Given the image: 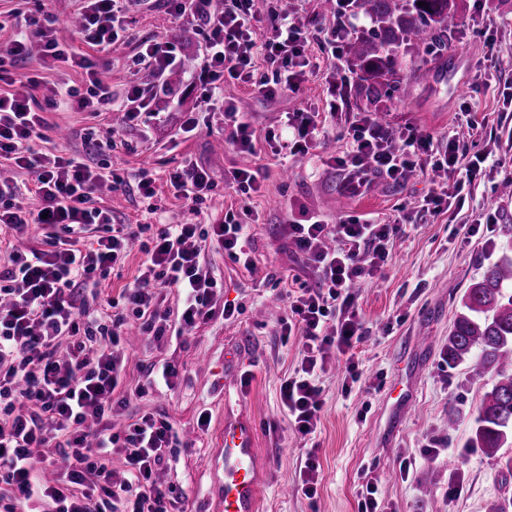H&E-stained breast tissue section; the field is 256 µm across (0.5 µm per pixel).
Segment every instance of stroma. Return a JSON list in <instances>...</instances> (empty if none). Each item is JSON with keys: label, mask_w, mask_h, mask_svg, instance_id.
<instances>
[{"label": "stroma", "mask_w": 512, "mask_h": 512, "mask_svg": "<svg viewBox=\"0 0 512 512\" xmlns=\"http://www.w3.org/2000/svg\"><path fill=\"white\" fill-rule=\"evenodd\" d=\"M290 17L308 32L312 61L296 91L268 98L257 83H274L276 65L255 55L253 79H225V103L248 113L254 148L228 144L231 127L220 112H200L193 136L180 131L185 112L197 110L202 89L194 80L204 59L207 29L202 21L177 18L164 0H137L126 17L129 37L103 54L80 38L73 20L76 0H50L57 37L95 61H108L105 77L123 96L130 70L155 93L160 122L123 125L117 113L51 112L43 141L45 153L84 152L87 128L115 147L87 154L92 166L110 164L119 175L145 168L157 179V194L144 199L135 189L101 188L97 206L111 209L118 224H160L185 220L183 199L165 185L167 173L192 161L215 181L200 206L199 223L231 219L251 226L253 268L230 259L205 241L200 260L218 281L210 318L182 336L161 341L130 332L127 338L126 405L114 408L112 425L122 428L140 406L171 422L183 445L172 449L158 472L173 486L183 512H216L222 495L219 474L210 460L221 451L224 422L245 416L257 430L261 493L258 512H358L357 491L365 477L376 478L379 498L392 512H493L512 497V474L505 463L512 447L497 456L469 445L474 416L496 382L489 374L475 379L465 365H449L448 334L466 289L479 280L512 238L501 225L512 224V197L501 191L512 180V0H460L456 27L446 44L403 52L402 83L382 99L376 113L384 127L411 125L441 138L456 135L461 164L475 155L488 160L460 197L434 213L425 199L447 183L444 171L415 174L394 183L377 179L353 193L340 187L342 174L329 162L349 146L356 115L364 109L356 96L357 76L349 52L331 54L327 33L336 17L323 14L321 0H291ZM163 37L176 47L182 63L175 94L161 90L150 69H135L138 41ZM465 50L454 61L456 50ZM319 113L328 134L305 155L280 152L289 113ZM239 169L257 174L258 191H236ZM324 215L328 223L371 220L379 224L404 218L393 233L381 273L365 277L355 293L371 334L353 349L355 376L345 358L330 354L318 379L322 406L313 439L301 438L280 400L284 377L302 358L298 337L282 338L288 295L300 286L317 287L312 267L282 235L286 219L304 221ZM474 228L465 236L462 227ZM234 307L225 317V307ZM168 361L178 370L172 387L150 383V365ZM149 391L140 403L139 388ZM456 426H449V413ZM314 455L317 493L299 488V470Z\"/></svg>", "instance_id": "stroma-1"}]
</instances>
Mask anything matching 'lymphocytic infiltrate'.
Segmentation results:
<instances>
[{"mask_svg": "<svg viewBox=\"0 0 512 512\" xmlns=\"http://www.w3.org/2000/svg\"><path fill=\"white\" fill-rule=\"evenodd\" d=\"M131 0H81L78 12L82 41L106 51L124 31L123 15ZM205 0H166L179 17L200 18L208 29L200 80L202 111L222 112L233 127L231 145L251 149L252 134L245 113L225 104L219 90L225 78L250 80V45L279 65L277 87L258 84L266 96L277 89H296L310 60L307 37L287 15L273 12L266 30L249 0H224L223 10L208 13ZM37 47L43 62H64L81 69L86 91L63 84L43 97L35 92L40 75L27 78L24 88L0 90V160L12 162L35 176L37 208L25 207L22 190L0 181V234H21L30 225L41 229V244L29 249L6 246L7 263L0 268V512H25L35 493H42L46 512H169L171 491L156 475L166 451L178 439L171 425L145 412L119 432L112 429L113 405L125 404L118 389L125 374L124 330L137 321L154 339L167 336L170 313L162 309V289H176L182 299L180 324L192 327L208 315L217 281L200 262L199 238L211 239L227 256L249 262L241 242L248 225L222 221L202 225L116 224L109 209L94 206L103 186H124L123 177L91 167L82 157L48 155L35 149L48 125V112H98L111 109L112 85L102 66L76 53L56 36L55 19L43 11L27 16L25 29L0 57V81L8 80L6 61L28 56ZM344 186L357 191L374 179L400 181L432 168L448 171L452 188L433 193L429 203L440 212L451 192L461 191L480 167L472 160L459 168L455 142L436 146L434 137L408 126L384 132L372 114L360 115L349 147L335 157ZM174 195L189 201L197 213L214 181L203 167L188 162L169 173ZM391 224L356 220L325 223L288 221L282 232L321 275L316 288H300L291 296L290 317L281 324L283 337L299 336L302 359L284 379L280 394L294 429L314 433L321 409L317 383L330 351L344 355L369 334L356 306V284L380 271L388 254ZM145 258L132 286L109 300L115 308L104 322L96 302L86 295L95 274H106L124 263L133 244ZM55 450L63 465L57 478L43 480L37 468ZM123 456L128 475L115 480L113 456Z\"/></svg>", "mask_w": 512, "mask_h": 512, "instance_id": "1", "label": "lymphocytic infiltrate"}]
</instances>
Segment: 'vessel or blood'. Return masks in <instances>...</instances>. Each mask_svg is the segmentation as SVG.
<instances>
[{
	"label": "vessel or blood",
	"mask_w": 512,
	"mask_h": 512,
	"mask_svg": "<svg viewBox=\"0 0 512 512\" xmlns=\"http://www.w3.org/2000/svg\"><path fill=\"white\" fill-rule=\"evenodd\" d=\"M223 497L217 512H256L260 495L255 426L246 419L224 425V450L216 467Z\"/></svg>",
	"instance_id": "1"
}]
</instances>
